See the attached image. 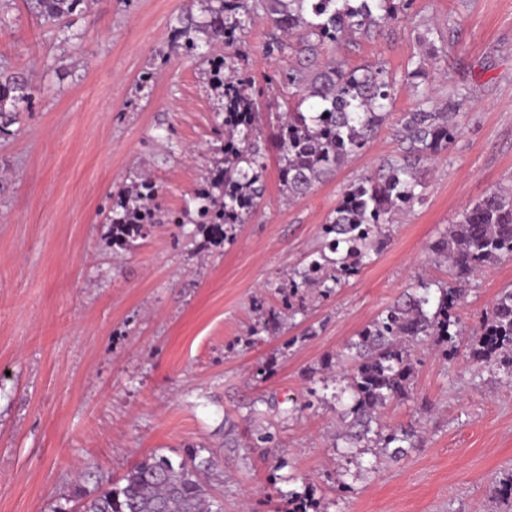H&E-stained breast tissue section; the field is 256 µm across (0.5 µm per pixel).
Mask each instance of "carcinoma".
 Instances as JSON below:
<instances>
[{
  "instance_id": "carcinoma-1",
  "label": "carcinoma",
  "mask_w": 512,
  "mask_h": 512,
  "mask_svg": "<svg viewBox=\"0 0 512 512\" xmlns=\"http://www.w3.org/2000/svg\"><path fill=\"white\" fill-rule=\"evenodd\" d=\"M81 0H31L46 23L68 18ZM208 19L187 20L177 39L191 50L200 33H224L222 58L210 60L217 85L229 76L237 80L232 94H224V175L220 196L195 193L198 224L220 230L224 239L244 224L263 197L265 148L253 136L260 118L258 101L248 92L250 78L238 67L233 49L256 20L268 25L265 53L289 55L293 62L270 81L287 97L284 118L274 133L278 150L279 182L288 200L303 197L336 174L349 157L372 142L390 115L395 79L381 64L351 67L336 56L347 42L385 28L396 16L394 0H215ZM424 58L408 63L404 79L414 89L415 104L395 129L399 152L343 191L321 225V246L308 254L288 275V294L282 309H269L265 325L277 327L282 311L301 312L294 305L300 290L311 285L329 296L342 281L372 264L387 247L398 216L423 197L421 170L433 163L461 133L458 116L469 101V90L456 86L443 96L428 76ZM29 96L22 78L0 73V127L15 120V106ZM313 100L316 106L303 109ZM156 192L128 198L123 214L112 219V247L131 250L154 225L150 206ZM431 262L447 263L455 284L418 278L405 297L385 308L347 341L346 363L331 376L347 395L342 432L336 435L350 456L370 453L377 458L400 457L417 447L414 426H386L380 412L388 403L411 392L415 367L412 354L431 342L445 356L466 350L469 358L485 362L512 380V289L506 288L467 329L456 310L465 298L464 285L488 266L512 258V189L500 187L462 211L429 247ZM470 335L469 342L463 336ZM252 446L278 447L267 427L252 433ZM211 461L191 450L179 461L164 455L142 457L117 482L99 479L87 490L77 486L79 512H222L207 496L204 478ZM499 505L512 508V479L494 490ZM280 512H320L313 492L290 491Z\"/></svg>"
}]
</instances>
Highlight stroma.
Returning <instances> with one entry per match:
<instances>
[{
    "label": "stroma",
    "mask_w": 512,
    "mask_h": 512,
    "mask_svg": "<svg viewBox=\"0 0 512 512\" xmlns=\"http://www.w3.org/2000/svg\"><path fill=\"white\" fill-rule=\"evenodd\" d=\"M202 9L83 0L60 29L27 0H0V70L30 84L0 130V512H72L75 487L94 486L85 471L116 480L143 456L189 448L212 461L207 483L224 512H276L282 493L307 485L321 512H493V489L512 474V381L417 347L411 392L383 421L418 423L422 443L355 466L335 448L343 409L323 378L418 277L453 283L427 244L512 187V0H412L382 34L341 49L349 65L398 75L391 119L366 153L292 202L268 151L264 196L229 242L177 221L224 167V100L208 64L224 44L170 51ZM427 25L444 36L429 65L441 90L471 92L461 136L423 172L422 202L375 263L330 296L306 291L304 313L263 331L257 304L280 307L343 190L396 152L395 120L414 106L401 76L426 54L416 32ZM266 32L251 26L237 45L264 141L284 102L266 77L288 67L265 57ZM146 172L158 222L133 251L113 249V212ZM510 286L512 260L486 268L457 311L462 324ZM269 396L301 409L271 417L278 447H250L249 406Z\"/></svg>",
    "instance_id": "1"
}]
</instances>
